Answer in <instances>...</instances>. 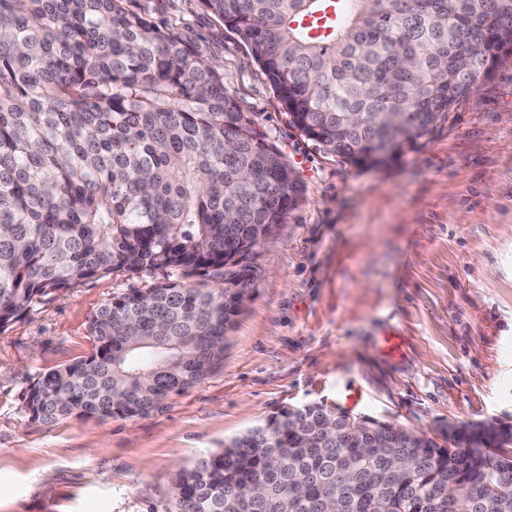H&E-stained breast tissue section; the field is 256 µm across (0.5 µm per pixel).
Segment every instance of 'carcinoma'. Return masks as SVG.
Listing matches in <instances>:
<instances>
[{"label": "carcinoma", "instance_id": "cac0c4a2", "mask_svg": "<svg viewBox=\"0 0 512 512\" xmlns=\"http://www.w3.org/2000/svg\"><path fill=\"white\" fill-rule=\"evenodd\" d=\"M276 89L289 124L386 167L512 47V0H200ZM304 189L282 151L175 31L127 0H0V331L107 273L157 276L91 319L94 350L30 385L29 418L131 419L218 367L250 257ZM318 404L282 408L178 470L168 512H440L448 476L512 512V431L444 447Z\"/></svg>", "mask_w": 512, "mask_h": 512}]
</instances>
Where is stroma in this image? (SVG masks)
Masks as SVG:
<instances>
[{"mask_svg":"<svg viewBox=\"0 0 512 512\" xmlns=\"http://www.w3.org/2000/svg\"><path fill=\"white\" fill-rule=\"evenodd\" d=\"M172 25L296 168L302 203L251 256L224 359L147 413L29 420L28 387L89 355L101 306L150 277L103 274L0 332V512H167L177 470L284 407L322 403L442 440L512 424V50L390 166L293 128L237 34L200 0H131Z\"/></svg>","mask_w":512,"mask_h":512,"instance_id":"obj_1","label":"stroma"}]
</instances>
